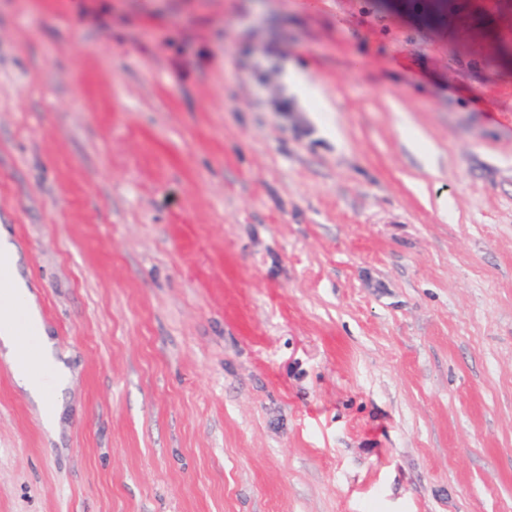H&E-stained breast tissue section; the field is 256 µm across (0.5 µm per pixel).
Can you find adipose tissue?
I'll use <instances>...</instances> for the list:
<instances>
[{
    "mask_svg": "<svg viewBox=\"0 0 512 512\" xmlns=\"http://www.w3.org/2000/svg\"><path fill=\"white\" fill-rule=\"evenodd\" d=\"M21 329L36 341L40 356L51 372L50 381H43L16 367L17 332ZM0 347L5 350L1 357L13 367L12 374L18 386L41 401L43 409L47 411L45 423L53 425L58 419L60 407L51 402L49 396L69 386L71 372L56 355L35 296L27 282L20 278L12 281L10 287L0 290Z\"/></svg>",
    "mask_w": 512,
    "mask_h": 512,
    "instance_id": "1",
    "label": "adipose tissue"
}]
</instances>
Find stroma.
I'll list each match as a JSON object with an SVG mask.
<instances>
[{
    "instance_id": "1",
    "label": "stroma",
    "mask_w": 512,
    "mask_h": 512,
    "mask_svg": "<svg viewBox=\"0 0 512 512\" xmlns=\"http://www.w3.org/2000/svg\"><path fill=\"white\" fill-rule=\"evenodd\" d=\"M428 2L0 0L72 372L49 428L0 357V512H512V0Z\"/></svg>"
}]
</instances>
